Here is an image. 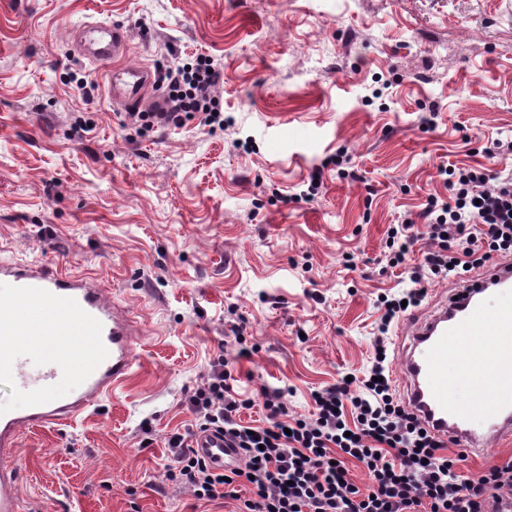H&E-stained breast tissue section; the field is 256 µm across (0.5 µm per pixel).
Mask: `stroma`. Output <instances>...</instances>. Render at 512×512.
I'll use <instances>...</instances> for the list:
<instances>
[{"mask_svg": "<svg viewBox=\"0 0 512 512\" xmlns=\"http://www.w3.org/2000/svg\"><path fill=\"white\" fill-rule=\"evenodd\" d=\"M96 22L125 26L132 66L208 56L225 125L131 124L76 50ZM511 136L512 0H0V257L96 277L141 327L110 396L22 436V498L235 512L165 479L212 360L310 416L312 391L370 367L378 294L411 286L389 227L449 197L439 167L512 170L485 153Z\"/></svg>", "mask_w": 512, "mask_h": 512, "instance_id": "stroma-1", "label": "stroma"}]
</instances>
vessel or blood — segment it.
<instances>
[{
	"instance_id": "obj_1",
	"label": "vessel or blood",
	"mask_w": 512,
	"mask_h": 512,
	"mask_svg": "<svg viewBox=\"0 0 512 512\" xmlns=\"http://www.w3.org/2000/svg\"><path fill=\"white\" fill-rule=\"evenodd\" d=\"M82 50L101 68L113 102L141 104L151 72L124 65L126 29L115 23L82 28ZM0 379L22 378L24 347L54 350L55 360L29 392L26 407L0 412V512H39L23 500L17 448L29 428L74 422L124 382L134 365L140 325L109 301L94 278L64 272L56 263L20 264L0 257ZM400 359L411 410L449 444L471 454L512 441V261L502 260L457 292L455 299L411 324ZM465 387L466 398L454 395ZM191 447L211 465L239 459L223 434L197 433Z\"/></svg>"
}]
</instances>
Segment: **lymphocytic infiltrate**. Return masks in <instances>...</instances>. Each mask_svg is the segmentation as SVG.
Listing matches in <instances>:
<instances>
[{
  "label": "lymphocytic infiltrate",
  "instance_id": "f902f5d3",
  "mask_svg": "<svg viewBox=\"0 0 512 512\" xmlns=\"http://www.w3.org/2000/svg\"><path fill=\"white\" fill-rule=\"evenodd\" d=\"M174 91L168 121L182 124L198 112L204 123L221 119L223 80L209 58L168 67ZM450 199L430 196L421 213L431 247L411 266L412 286L380 294L381 312L371 367L362 376L314 392L313 418L289 415L282 387H261L243 398L228 383L223 358L188 397L197 430L223 432L241 449L239 463L218 470L195 454L185 434L172 433L166 478L200 501L237 498L235 483H250L238 512H497L512 501V464L491 466L472 479L457 474L448 443L426 430L398 394L391 377L387 335L405 308L418 306L427 279L448 277L480 264V248L512 255V174L490 176L483 166L442 168ZM261 405L267 426L248 427L242 411ZM361 463L370 485L360 491L348 478L349 461ZM239 498V497H238Z\"/></svg>",
  "mask_w": 512,
  "mask_h": 512
}]
</instances>
